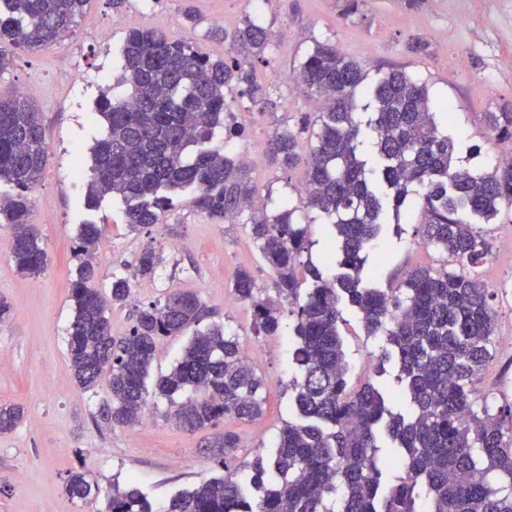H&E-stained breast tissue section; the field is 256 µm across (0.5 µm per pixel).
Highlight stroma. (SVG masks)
I'll use <instances>...</instances> for the list:
<instances>
[{
  "label": "stroma",
  "instance_id": "35a3bbf8",
  "mask_svg": "<svg viewBox=\"0 0 512 512\" xmlns=\"http://www.w3.org/2000/svg\"><path fill=\"white\" fill-rule=\"evenodd\" d=\"M188 8L198 15V25L186 24ZM343 8L344 0H129L117 13L110 0H89L71 32L38 52H16L12 65L0 72V97L23 93L44 130L48 163L31 192V221L51 257L39 276L17 274L10 264L12 229L0 224V298L12 307L10 318L0 323V404L24 410L18 426L0 434V512H97L66 492L68 473L75 467L89 471L105 495L114 486L135 484L155 512H163L176 492L223 474L225 466L208 448L214 437L227 431L239 435L230 465L241 467L270 453L283 423L299 418L293 388L300 378L293 360L294 317L288 302L279 298L246 222H212L182 199L158 224L133 231L121 201L105 199L93 211L84 205L91 149L104 129L96 102L120 73L115 51L128 28L163 31L220 59L226 45L208 37L211 27L232 29L247 18L270 26L274 40L268 61L257 64L255 74L270 87L276 107L261 112L247 99L235 100L233 120L243 134L234 138V150L264 153L275 125L283 122L298 134L301 154L309 153L316 108L294 77L314 44L328 41L364 64L370 79L399 67L427 82L434 104L445 102L452 109L450 121L440 127L454 141L458 156L484 171L495 167L494 136L485 115L512 106V0H364L352 16L344 15ZM119 16L126 17V25H116ZM104 31L109 39H101ZM417 38L426 42V53L407 51V43ZM62 71L71 72L70 83L58 82ZM306 172L303 162L287 171L265 161L251 167L255 207L276 211L283 196L295 195L304 185ZM385 220L379 247L386 259L376 269L374 287L395 288L412 268L440 266L441 256L423 243L419 211L389 212ZM87 221L104 230L97 247L96 288L108 290L116 275L131 280L129 301L109 310L113 335L128 333L137 308L170 290L196 292L205 306L202 326H224L253 350L254 365L266 383L260 418L227 416L190 432L175 424L168 402L158 398L150 428L114 426L102 419L111 402L107 385L78 387L67 350L78 233ZM149 248L161 254L162 262L154 277L143 278L135 265ZM241 269L249 270L260 295L280 308L278 335L255 336L252 307L232 291ZM479 273L490 285L497 321L493 358L476 389L494 399L502 379L512 373V293L507 290L512 258L490 254ZM343 318L351 385L373 382L390 393L389 410L408 413L411 404L398 379L396 358L385 355V338L366 335L352 308H344Z\"/></svg>",
  "mask_w": 512,
  "mask_h": 512
}]
</instances>
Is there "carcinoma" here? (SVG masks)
I'll list each match as a JSON object with an SVG mask.
<instances>
[{"mask_svg": "<svg viewBox=\"0 0 512 512\" xmlns=\"http://www.w3.org/2000/svg\"><path fill=\"white\" fill-rule=\"evenodd\" d=\"M87 2L0 0V43L39 51L71 29ZM208 36L230 41L231 56L213 60L158 30H128L118 50L117 84L124 93L110 87L97 101L105 130L92 148L85 205L93 209L107 197L119 198L133 230L159 223L183 191L193 193L190 207L211 220L233 224L250 212L253 243L277 294L294 306L301 420L284 423L274 453L250 463L247 478L226 465L224 477L176 493L164 512H512V406L496 411L485 400L475 408L474 384L492 359L495 314L477 272L490 245L459 217L468 210L489 223L512 208V163L491 172L460 165L454 143L435 120L427 83L391 69L365 88V66L333 44L318 43L296 75L319 109L306 192L297 200L286 197L272 215L256 212L249 166L209 142L231 111L227 93L238 90L261 112L272 106L270 88L255 76L272 43L271 30L248 19L233 32L215 28ZM361 90L375 107L367 132L357 119ZM486 122L499 141L512 144V108L486 113ZM365 137L377 171L366 170L359 159ZM298 147L297 134L278 124L267 161L290 169L299 161ZM45 164L37 113L22 96L0 98V183L15 188L0 195V224L12 227L10 261L22 276L40 274L48 262L30 224L29 196ZM415 206L424 243L459 269L445 263L415 268L390 292L371 287L361 272L381 234L384 210ZM305 209L329 220L333 243L324 264L337 263L341 271L325 278L313 263L304 265L313 288L302 298L296 268L307 249L308 225L297 214ZM101 233L92 222L79 230L68 354L74 381L84 390L109 371L112 405L102 418L121 426L141 423L151 393L169 401L171 418L187 431L226 415L258 416L266 401L264 380L239 357L237 337L221 326L195 332L181 358L148 389L158 340L200 323L202 303L192 291L173 290L138 308L128 334L112 335L108 304H125L130 288L121 276L112 278L108 298L93 287ZM160 262V254L147 249L136 270L151 277ZM233 291L253 306L255 335H277L280 308L256 296L249 270L236 273ZM345 304L358 310L367 334L385 336L392 347L413 407L409 417L392 414L374 385L350 386L339 330ZM187 389L194 396L176 401ZM386 414L397 446L382 456L378 426ZM22 418L20 407L0 405V433L15 429ZM240 443L226 431L215 438L214 455L227 459ZM389 470L398 475L387 484ZM66 491L85 504L100 494L97 481L81 470L69 472ZM338 494L334 510L327 503ZM105 512L154 510L139 488L128 485L112 489Z\"/></svg>", "mask_w": 512, "mask_h": 512, "instance_id": "carcinoma-1", "label": "carcinoma"}]
</instances>
